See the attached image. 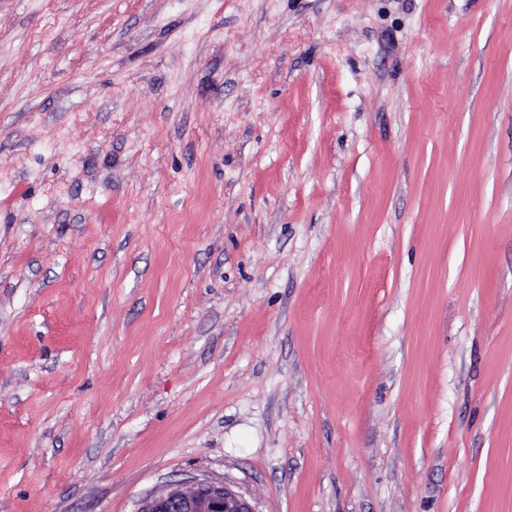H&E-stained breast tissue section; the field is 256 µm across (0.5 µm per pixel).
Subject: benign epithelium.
I'll return each instance as SVG.
<instances>
[{
  "instance_id": "benign-epithelium-1",
  "label": "benign epithelium",
  "mask_w": 512,
  "mask_h": 512,
  "mask_svg": "<svg viewBox=\"0 0 512 512\" xmlns=\"http://www.w3.org/2000/svg\"><path fill=\"white\" fill-rule=\"evenodd\" d=\"M137 512H257L225 481L194 478L168 483L141 499Z\"/></svg>"
}]
</instances>
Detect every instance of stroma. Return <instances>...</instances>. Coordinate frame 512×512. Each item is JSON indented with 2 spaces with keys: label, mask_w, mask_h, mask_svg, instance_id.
<instances>
[{
  "label": "stroma",
  "mask_w": 512,
  "mask_h": 512,
  "mask_svg": "<svg viewBox=\"0 0 512 512\" xmlns=\"http://www.w3.org/2000/svg\"><path fill=\"white\" fill-rule=\"evenodd\" d=\"M512 512V0H0V512ZM136 512H257L251 500L224 480L168 483L141 499Z\"/></svg>",
  "instance_id": "stroma-1"
}]
</instances>
